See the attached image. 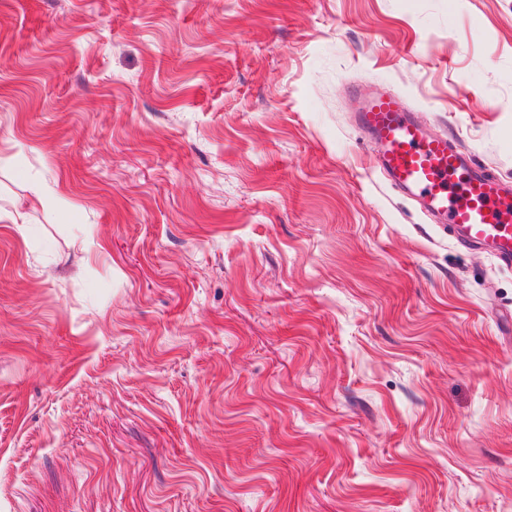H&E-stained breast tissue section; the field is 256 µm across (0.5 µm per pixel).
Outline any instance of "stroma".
<instances>
[{"label":"stroma","instance_id":"obj_1","mask_svg":"<svg viewBox=\"0 0 512 512\" xmlns=\"http://www.w3.org/2000/svg\"><path fill=\"white\" fill-rule=\"evenodd\" d=\"M377 90L512 179V0H0V512H512V267ZM362 124L381 143L378 167L392 188L417 198L425 212L452 226L463 246L485 248L504 265L512 264L509 182L491 176L448 136L427 137L395 94L368 100ZM495 203L504 212L494 213ZM28 204L30 210H21L15 204L10 206H0V222L2 224H27L30 213L38 208H44L53 200V193L41 182L30 181L26 189Z\"/></svg>","mask_w":512,"mask_h":512}]
</instances>
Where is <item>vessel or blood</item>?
<instances>
[{
  "label": "vessel or blood",
  "instance_id": "vessel-or-blood-1",
  "mask_svg": "<svg viewBox=\"0 0 512 512\" xmlns=\"http://www.w3.org/2000/svg\"><path fill=\"white\" fill-rule=\"evenodd\" d=\"M362 124L381 143L378 167L392 188L452 226L460 244L512 264V183L491 176L448 138L426 136L395 94L368 100Z\"/></svg>",
  "mask_w": 512,
  "mask_h": 512
}]
</instances>
